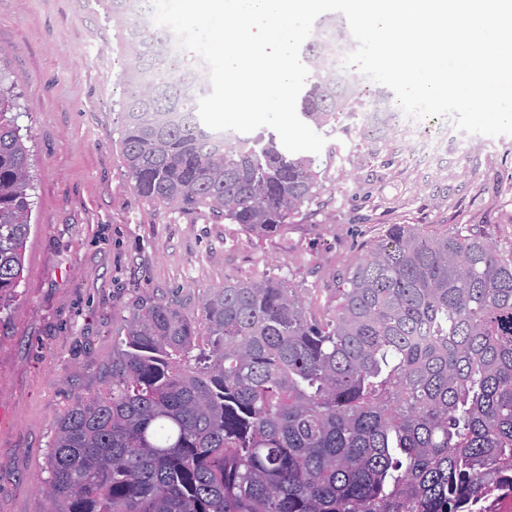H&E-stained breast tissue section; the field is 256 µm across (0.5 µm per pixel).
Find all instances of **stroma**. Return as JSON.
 <instances>
[{
  "label": "stroma",
  "instance_id": "obj_1",
  "mask_svg": "<svg viewBox=\"0 0 512 512\" xmlns=\"http://www.w3.org/2000/svg\"><path fill=\"white\" fill-rule=\"evenodd\" d=\"M129 19L111 0H0V82L31 158V231L16 298L0 310V512H51L47 453L61 416L103 394L126 322L151 296L200 313L202 298L251 272L326 307L337 272L392 224H466L512 247V135L408 118L390 89L353 79L342 15L314 22L308 81L349 99L312 161L316 198L259 239L210 210L135 191L121 159Z\"/></svg>",
  "mask_w": 512,
  "mask_h": 512
}]
</instances>
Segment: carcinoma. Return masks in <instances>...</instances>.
Here are the masks:
<instances>
[{"label":"carcinoma","mask_w":512,"mask_h":512,"mask_svg":"<svg viewBox=\"0 0 512 512\" xmlns=\"http://www.w3.org/2000/svg\"><path fill=\"white\" fill-rule=\"evenodd\" d=\"M148 0H112L123 16ZM122 103L137 194L278 234L315 196L311 159L263 129L235 148L200 120L175 63L138 24ZM347 90L317 78L304 119ZM0 93V300L32 210L29 157ZM314 315L267 278L224 283L199 317L137 300L108 390L60 418L56 512H474L512 495V250L469 226L392 224Z\"/></svg>","instance_id":"cac0c4a2"}]
</instances>
